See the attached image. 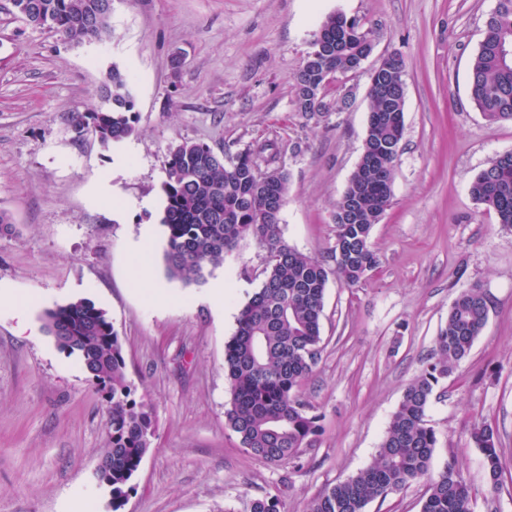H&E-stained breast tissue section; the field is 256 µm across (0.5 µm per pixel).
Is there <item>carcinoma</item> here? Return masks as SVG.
Wrapping results in <instances>:
<instances>
[{
    "label": "carcinoma",
    "instance_id": "1",
    "mask_svg": "<svg viewBox=\"0 0 512 512\" xmlns=\"http://www.w3.org/2000/svg\"><path fill=\"white\" fill-rule=\"evenodd\" d=\"M11 2L27 24L46 27L69 42L111 33L110 0ZM510 39L512 0H497L484 22L469 72L472 103L490 123L512 120V60L502 56L503 44ZM373 50V33L360 20L341 13L327 15L312 34L311 51L293 77L296 111L304 116L341 111L349 97L331 103L330 85L337 75L358 71ZM405 67L404 58L391 53L368 71L370 112L362 152L336 202L338 211L354 202L355 219L336 225L344 258L332 268L298 252L282 236L272 201L286 198V171L267 179L249 151L229 157L192 141L169 150L161 217L168 277L185 284L204 280L247 235L266 251L262 285L240 310L237 330L224 348V372L232 391L224 415L242 447L268 463L296 457L323 431L322 414L311 411L299 392L318 361L329 276L355 285L377 265L371 233L390 205L404 134ZM136 122L133 96L116 65L106 74L99 104L73 115L77 133L90 132L103 144L133 136ZM470 193L476 203L497 214L502 229L512 232V152L493 157L475 176ZM489 307L488 293L479 285L458 293L428 364L405 389L372 462L319 493L308 512H366L371 502L425 477L429 481L421 512H470L471 490L456 460L430 475L438 437L427 412L435 391L470 354ZM43 319L57 347L78 355L92 384L107 392L111 432L102 456L112 458V468L96 471V477L109 489L113 512H118L156 436L153 408L132 398L123 345L103 309L77 299L45 310ZM470 438L483 456L488 484L498 488L504 467L496 426L477 422ZM250 512H281L280 499L256 498Z\"/></svg>",
    "mask_w": 512,
    "mask_h": 512
}]
</instances>
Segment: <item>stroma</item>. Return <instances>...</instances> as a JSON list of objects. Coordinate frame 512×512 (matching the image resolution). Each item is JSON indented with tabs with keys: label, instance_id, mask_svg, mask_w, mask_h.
Returning a JSON list of instances; mask_svg holds the SVG:
<instances>
[{
	"label": "stroma",
	"instance_id": "obj_1",
	"mask_svg": "<svg viewBox=\"0 0 512 512\" xmlns=\"http://www.w3.org/2000/svg\"><path fill=\"white\" fill-rule=\"evenodd\" d=\"M496 0H112V33L76 44L26 24L0 0V281L24 315L0 309V512H249L312 497L370 464L405 388L428 363L457 294L481 284L486 326L428 409L439 442L432 471L457 459L473 512H512V233L469 191L512 121L488 123L469 68ZM376 34L370 64L406 63L404 137L391 205L372 231L379 265L355 286L329 279L320 355L303 400L323 414L316 445L285 464L241 447L227 426L224 346L260 288L265 253L242 238L211 277L228 288L223 317L208 283L168 277L160 222L170 148L184 141L286 170L285 241L334 266L335 205L359 160L366 73L340 78L341 112L302 116L292 77L328 14ZM126 74L137 132L104 145L71 117L98 101L111 66ZM104 309L123 344L136 399L157 432L120 510L95 469L106 404L80 358L44 330L45 310L76 299ZM496 425L504 479L490 489L469 429Z\"/></svg>",
	"mask_w": 512,
	"mask_h": 512
}]
</instances>
